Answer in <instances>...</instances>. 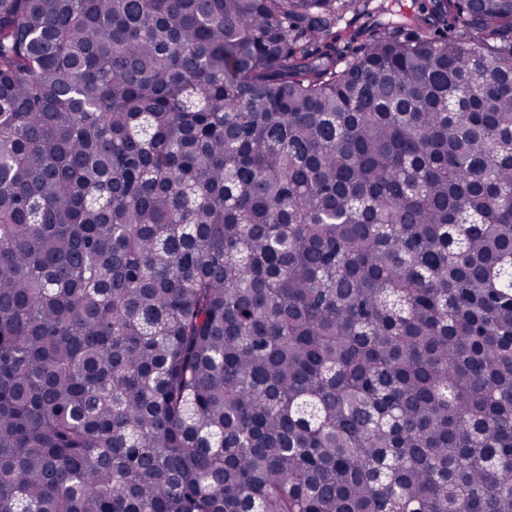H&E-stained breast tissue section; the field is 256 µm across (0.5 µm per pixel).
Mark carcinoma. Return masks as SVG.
I'll return each instance as SVG.
<instances>
[{
	"label": "carcinoma",
	"mask_w": 512,
	"mask_h": 512,
	"mask_svg": "<svg viewBox=\"0 0 512 512\" xmlns=\"http://www.w3.org/2000/svg\"><path fill=\"white\" fill-rule=\"evenodd\" d=\"M0 512H512V0H0Z\"/></svg>",
	"instance_id": "1"
}]
</instances>
